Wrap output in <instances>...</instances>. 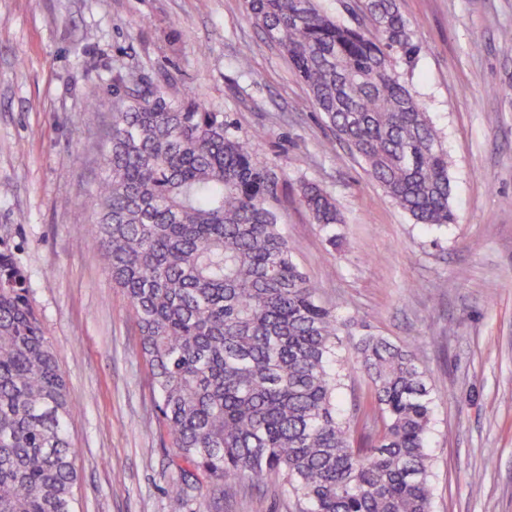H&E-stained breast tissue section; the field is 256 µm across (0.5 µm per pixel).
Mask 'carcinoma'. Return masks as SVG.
I'll list each match as a JSON object with an SVG mask.
<instances>
[{"instance_id": "cac0c4a2", "label": "carcinoma", "mask_w": 512, "mask_h": 512, "mask_svg": "<svg viewBox=\"0 0 512 512\" xmlns=\"http://www.w3.org/2000/svg\"><path fill=\"white\" fill-rule=\"evenodd\" d=\"M339 140L415 223L456 221L448 153L404 80L418 52L397 0H245ZM371 21L365 29L355 20ZM92 248L123 291L157 392L159 423L202 481L280 479L298 512H433V388L419 347L341 318L293 260L278 177L222 112L124 86L104 129ZM301 201L330 231L341 213L314 183ZM353 356L337 357L343 342ZM373 431L355 440L336 407L355 372ZM76 411L27 277L0 248V512H76Z\"/></svg>"}]
</instances>
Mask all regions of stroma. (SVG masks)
<instances>
[{"label":"stroma","mask_w":512,"mask_h":512,"mask_svg":"<svg viewBox=\"0 0 512 512\" xmlns=\"http://www.w3.org/2000/svg\"><path fill=\"white\" fill-rule=\"evenodd\" d=\"M399 7L421 48L408 76L450 162L457 221L442 229L413 224L334 141L244 0H0V242L79 412V512H295L272 479L168 491L138 328L87 236L102 128L85 115L111 103L117 74L224 113L276 172L282 231L323 304L420 346L436 395L434 512H512V0ZM307 181L339 206L335 242L299 203Z\"/></svg>","instance_id":"obj_1"}]
</instances>
